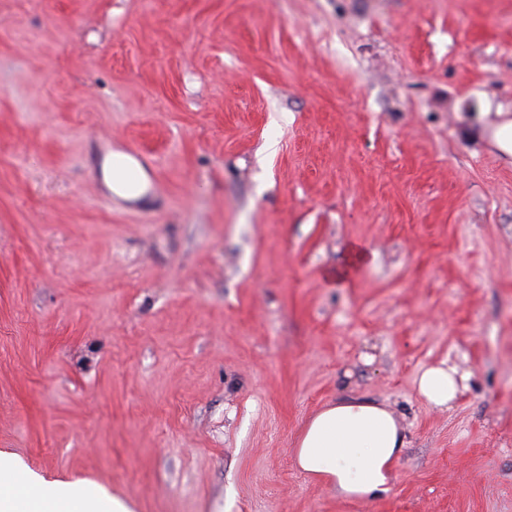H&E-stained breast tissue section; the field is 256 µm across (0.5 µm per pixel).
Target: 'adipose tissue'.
Segmentation results:
<instances>
[{"label":"adipose tissue","mask_w":512,"mask_h":512,"mask_svg":"<svg viewBox=\"0 0 512 512\" xmlns=\"http://www.w3.org/2000/svg\"><path fill=\"white\" fill-rule=\"evenodd\" d=\"M466 380L457 366L428 367L418 381L420 395L444 409ZM406 446L403 428L387 406L345 401L317 414L296 450L302 471L335 487L347 498L387 491L393 461ZM0 512H129L116 498L93 492L87 481H45L15 457L0 453Z\"/></svg>","instance_id":"ef3b65f1"}]
</instances>
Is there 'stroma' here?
I'll list each match as a JSON object with an SVG mask.
<instances>
[{"mask_svg":"<svg viewBox=\"0 0 512 512\" xmlns=\"http://www.w3.org/2000/svg\"><path fill=\"white\" fill-rule=\"evenodd\" d=\"M504 118L512 0H0V452L130 512H512ZM350 399L407 441L360 501L295 458ZM114 155L115 153L113 152L112 155L105 160L102 169L103 179L109 187V189L112 191V193L115 194L117 198L123 200H133L144 197L150 188V182L142 166L138 164L136 161H133V164L135 165L138 171L140 189L136 193H132V191L129 190L125 185H123L122 183L115 179L114 174L121 181L129 185H132L136 180L135 172L124 164H118L117 166H115V169L113 171L112 156ZM465 381L466 375L459 374L457 366H447L444 360L423 371L418 381L419 394L432 407L449 408Z\"/></svg>","mask_w":512,"mask_h":512,"instance_id":"1","label":"stroma"}]
</instances>
